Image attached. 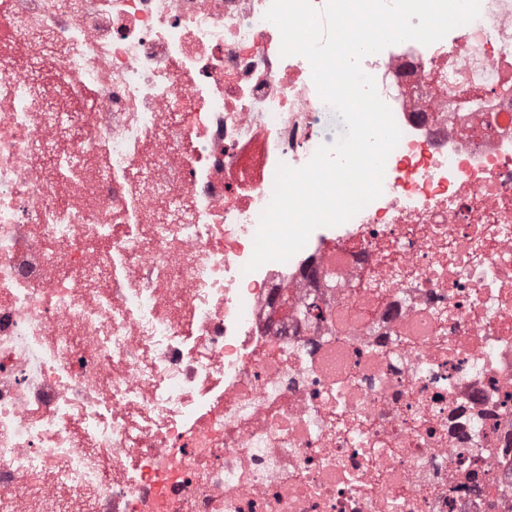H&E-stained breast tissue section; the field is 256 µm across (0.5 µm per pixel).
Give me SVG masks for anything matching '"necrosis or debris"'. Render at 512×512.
Wrapping results in <instances>:
<instances>
[{"label":"necrosis or debris","mask_w":512,"mask_h":512,"mask_svg":"<svg viewBox=\"0 0 512 512\" xmlns=\"http://www.w3.org/2000/svg\"><path fill=\"white\" fill-rule=\"evenodd\" d=\"M270 3L0 15V512H512V0L362 59L381 195L248 273L346 130Z\"/></svg>","instance_id":"1"}]
</instances>
